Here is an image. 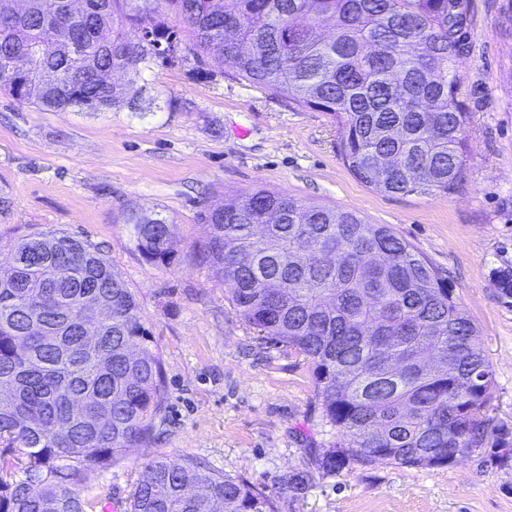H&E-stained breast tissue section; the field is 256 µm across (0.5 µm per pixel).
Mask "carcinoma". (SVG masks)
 <instances>
[{
	"mask_svg": "<svg viewBox=\"0 0 512 512\" xmlns=\"http://www.w3.org/2000/svg\"><path fill=\"white\" fill-rule=\"evenodd\" d=\"M0 0V91L50 112H109L126 90L109 68L141 75L185 51L221 58L239 78L336 124L360 182L400 195H447L469 157L454 70L451 0ZM182 26L171 24L170 17ZM372 154L396 166L370 170ZM196 258L228 286L261 338L311 366L336 448L334 474L385 461L454 465L508 459L509 432L487 416L493 371L480 331L429 261L390 228L351 211L262 188L199 214ZM148 260L172 258L160 212L123 216ZM31 259L0 267V512H88L80 481L141 447L165 408L163 363L139 304L101 249L57 232L17 239ZM123 512H276L306 489L304 471L274 492L201 465L157 458Z\"/></svg>",
	"mask_w": 512,
	"mask_h": 512,
	"instance_id": "cac0c4a2",
	"label": "carcinoma"
}]
</instances>
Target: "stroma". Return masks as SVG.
Instances as JSON below:
<instances>
[{
    "label": "stroma",
    "instance_id": "1",
    "mask_svg": "<svg viewBox=\"0 0 512 512\" xmlns=\"http://www.w3.org/2000/svg\"><path fill=\"white\" fill-rule=\"evenodd\" d=\"M455 59L470 156L447 195H391L357 180L336 125L249 84L217 59L173 57L127 84L131 105L47 112L0 92V264L18 237L55 231L97 245L135 294L159 350L167 403L151 438L82 480L92 502L125 501L149 458L197 459L274 489L287 472L311 480L278 512H512V461L465 458L445 468L384 462L335 474L318 462L336 431L322 418L303 356L260 340L223 282L195 258L199 213L258 187L389 226L447 277L481 332L494 371L490 415L512 429V0H468ZM172 222L169 264L134 247L127 210Z\"/></svg>",
    "mask_w": 512,
    "mask_h": 512
}]
</instances>
